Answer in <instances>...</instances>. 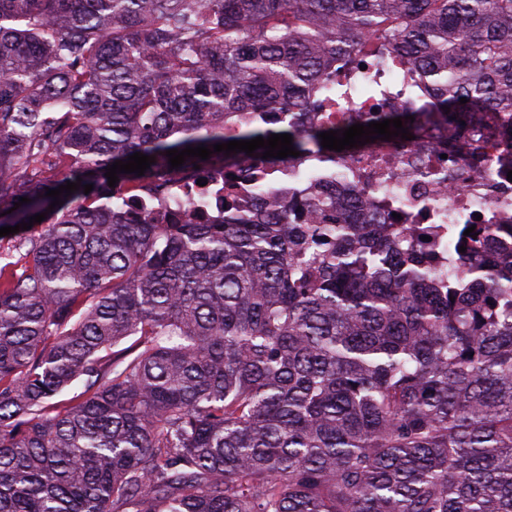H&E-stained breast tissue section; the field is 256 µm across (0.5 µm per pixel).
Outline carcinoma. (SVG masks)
<instances>
[{
  "instance_id": "1",
  "label": "carcinoma",
  "mask_w": 512,
  "mask_h": 512,
  "mask_svg": "<svg viewBox=\"0 0 512 512\" xmlns=\"http://www.w3.org/2000/svg\"><path fill=\"white\" fill-rule=\"evenodd\" d=\"M374 41L434 98L376 120L512 114V0H0V228L46 213L0 237V512H512V259L469 263L492 226L448 228L445 282L320 171L300 202L112 207L265 152L170 149L336 160L325 76Z\"/></svg>"
}]
</instances>
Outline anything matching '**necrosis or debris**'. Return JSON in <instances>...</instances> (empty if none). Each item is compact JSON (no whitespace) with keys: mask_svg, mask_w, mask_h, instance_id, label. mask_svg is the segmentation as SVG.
Listing matches in <instances>:
<instances>
[{"mask_svg":"<svg viewBox=\"0 0 512 512\" xmlns=\"http://www.w3.org/2000/svg\"><path fill=\"white\" fill-rule=\"evenodd\" d=\"M334 100L325 102L323 113L331 120L353 114L356 120H373L357 90L372 83L379 90L383 111L390 112L418 98L411 68L393 56L382 66L360 69L340 60L332 76ZM311 159L265 161L256 167L265 184L279 187L291 197L308 189L305 169ZM336 187L342 197H359L362 220L376 212L398 213L415 237L430 236L437 269L448 268V227L452 224H512V121L497 122L494 130L482 131L452 117L450 125L428 132L418 142H378L337 162Z\"/></svg>","mask_w":512,"mask_h":512,"instance_id":"4bbe7bcc","label":"necrosis or debris"}]
</instances>
